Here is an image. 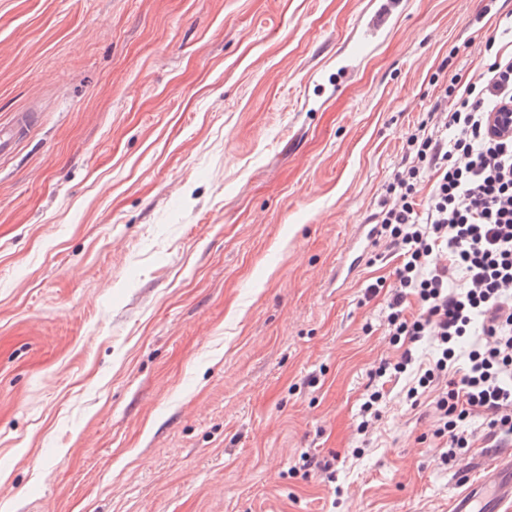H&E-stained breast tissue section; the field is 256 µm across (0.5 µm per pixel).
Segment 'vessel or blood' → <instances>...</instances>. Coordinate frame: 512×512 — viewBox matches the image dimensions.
<instances>
[{"label": "vessel or blood", "instance_id": "vessel-or-blood-1", "mask_svg": "<svg viewBox=\"0 0 512 512\" xmlns=\"http://www.w3.org/2000/svg\"><path fill=\"white\" fill-rule=\"evenodd\" d=\"M403 4L404 0H371L369 10L355 19L367 39L354 47V56L364 54L369 38L379 37L392 28ZM448 512H512V458L485 465L477 483L450 499Z\"/></svg>", "mask_w": 512, "mask_h": 512}]
</instances>
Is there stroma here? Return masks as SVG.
<instances>
[{
	"label": "stroma",
	"instance_id": "1",
	"mask_svg": "<svg viewBox=\"0 0 512 512\" xmlns=\"http://www.w3.org/2000/svg\"><path fill=\"white\" fill-rule=\"evenodd\" d=\"M0 0V512H448L434 391L396 362L376 211L437 84L512 0ZM383 388L379 418L363 420ZM335 456L334 478L302 453ZM404 1L371 0L369 10L356 17L355 25L363 29L367 37L378 38L393 27Z\"/></svg>",
	"mask_w": 512,
	"mask_h": 512
}]
</instances>
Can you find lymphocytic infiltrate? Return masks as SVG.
<instances>
[{
	"instance_id": "f902f5d3",
	"label": "lymphocytic infiltrate",
	"mask_w": 512,
	"mask_h": 512,
	"mask_svg": "<svg viewBox=\"0 0 512 512\" xmlns=\"http://www.w3.org/2000/svg\"><path fill=\"white\" fill-rule=\"evenodd\" d=\"M512 106V47L480 74H453L427 121L402 146V164L372 220L399 260L386 299L388 333L406 347L393 366L419 389L447 378L435 401L448 465L484 418L489 448L512 447V136L492 137L489 117ZM433 184L427 197L423 173ZM417 310H410V303ZM432 344L434 355L419 352Z\"/></svg>"
}]
</instances>
